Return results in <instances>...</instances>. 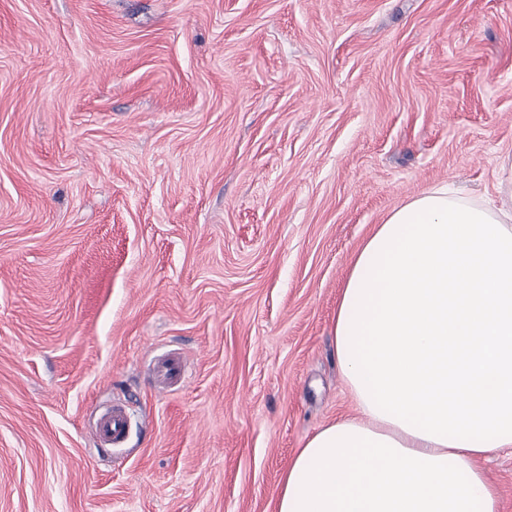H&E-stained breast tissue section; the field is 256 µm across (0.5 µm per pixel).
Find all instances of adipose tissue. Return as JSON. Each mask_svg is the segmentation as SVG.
<instances>
[{
	"label": "adipose tissue",
	"instance_id": "adipose-tissue-1",
	"mask_svg": "<svg viewBox=\"0 0 512 512\" xmlns=\"http://www.w3.org/2000/svg\"><path fill=\"white\" fill-rule=\"evenodd\" d=\"M499 205L442 183L364 239L332 341L354 405L292 459L273 512H500L512 448V154ZM480 465L499 492L501 512H512V449H503Z\"/></svg>",
	"mask_w": 512,
	"mask_h": 512
}]
</instances>
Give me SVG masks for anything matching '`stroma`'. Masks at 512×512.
<instances>
[{
  "label": "stroma",
  "instance_id": "obj_1",
  "mask_svg": "<svg viewBox=\"0 0 512 512\" xmlns=\"http://www.w3.org/2000/svg\"><path fill=\"white\" fill-rule=\"evenodd\" d=\"M507 153L512 0H0V512H272L362 241ZM129 419L125 408L112 405L98 419L96 434L102 444L120 445L128 433Z\"/></svg>",
  "mask_w": 512,
  "mask_h": 512
}]
</instances>
